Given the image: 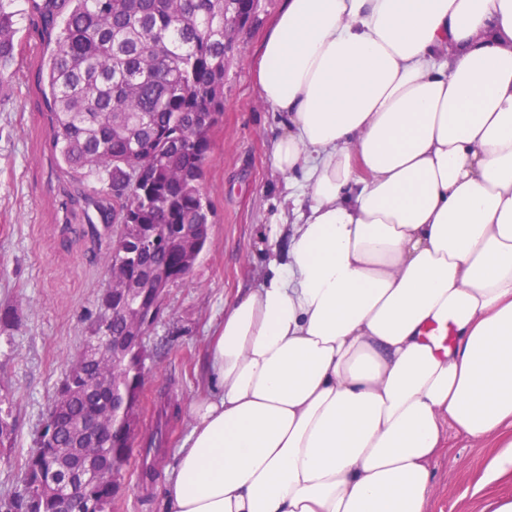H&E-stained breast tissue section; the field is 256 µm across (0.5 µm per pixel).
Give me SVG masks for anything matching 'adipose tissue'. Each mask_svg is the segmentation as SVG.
<instances>
[{
    "label": "adipose tissue",
    "instance_id": "adipose-tissue-1",
    "mask_svg": "<svg viewBox=\"0 0 512 512\" xmlns=\"http://www.w3.org/2000/svg\"><path fill=\"white\" fill-rule=\"evenodd\" d=\"M252 67L287 194L164 512H429L450 427L512 475V0H284Z\"/></svg>",
    "mask_w": 512,
    "mask_h": 512
}]
</instances>
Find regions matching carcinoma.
<instances>
[{
	"instance_id": "carcinoma-1",
	"label": "carcinoma",
	"mask_w": 512,
	"mask_h": 512,
	"mask_svg": "<svg viewBox=\"0 0 512 512\" xmlns=\"http://www.w3.org/2000/svg\"><path fill=\"white\" fill-rule=\"evenodd\" d=\"M17 0H0V83L15 61L22 14ZM47 83L53 146L67 170L102 185L104 223L123 224L120 239L151 250L138 260L109 253L111 280L133 288L158 271L181 280L210 243L208 204L202 193L212 133L224 112V69L231 43L224 37V0H43ZM259 0H233L256 21ZM141 295L112 313L104 296L80 356L94 337L122 336L153 317L139 314ZM91 357V356H89ZM145 349L91 357L92 367L69 371L68 393L53 403L42 433L19 473L18 487L0 499V512H58L54 472L86 440L89 422L109 411L112 379L125 381L138 401ZM107 468L122 471L126 454L112 448V417L97 442ZM112 481L89 485L73 512H109Z\"/></svg>"
}]
</instances>
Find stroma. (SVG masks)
Segmentation results:
<instances>
[{
    "label": "stroma",
    "instance_id": "stroma-1",
    "mask_svg": "<svg viewBox=\"0 0 512 512\" xmlns=\"http://www.w3.org/2000/svg\"><path fill=\"white\" fill-rule=\"evenodd\" d=\"M282 5L260 0L258 23L230 52L224 112L203 181L211 245L190 275L167 289L145 337L137 434L152 431L164 404L177 409L151 476L130 463L112 512H162V488L188 431L190 407L205 386L206 338L239 290L259 282L269 259L264 228L283 188L269 149L281 119L258 98L252 62ZM17 7L23 12L19 71L0 84V309L15 317L12 326L0 327V400L13 422L10 442L0 447V498L15 490L57 388L78 361L110 277L103 258L121 231L115 224L100 237L88 227L89 201L98 198L100 185L59 163L44 81L46 35L28 0ZM491 454L490 443L449 432L431 464L430 512H483L490 500L512 497V480L480 484Z\"/></svg>",
    "mask_w": 512,
    "mask_h": 512
}]
</instances>
